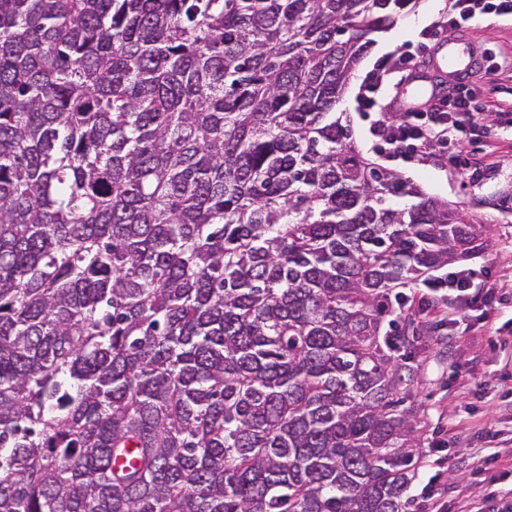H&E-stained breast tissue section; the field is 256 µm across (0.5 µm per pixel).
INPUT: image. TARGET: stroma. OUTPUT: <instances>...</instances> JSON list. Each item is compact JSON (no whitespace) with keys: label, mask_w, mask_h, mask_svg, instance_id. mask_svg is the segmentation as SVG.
Listing matches in <instances>:
<instances>
[{"label":"stroma","mask_w":512,"mask_h":512,"mask_svg":"<svg viewBox=\"0 0 512 512\" xmlns=\"http://www.w3.org/2000/svg\"><path fill=\"white\" fill-rule=\"evenodd\" d=\"M451 0H413L391 28L388 47L372 45L356 68L341 104L353 127L358 148L380 167L420 185L429 196L457 203L467 215L486 224L488 246L470 260L472 268L490 269L500 295L512 302V210L501 209L512 193V15L470 23L462 29L447 28L448 36H465L483 53L480 69L462 81H443L441 95H426L416 105L423 112H444L448 96L459 89L471 92L477 106L501 103L502 111L480 116L461 152L470 169L447 167L416 159L389 156L372 128L396 92V75L387 67L389 57L418 54L423 34L447 20ZM380 77L384 90L371 106L363 105L361 86L370 76ZM495 137H488V130ZM418 367L414 401L420 413L427 464L412 486L419 494L426 476L438 475L450 484L446 512H464L479 494L471 472L479 452L489 448L487 429L497 430L500 445L512 448V323L503 326L496 345L473 331L451 343L435 344L421 331L413 351Z\"/></svg>","instance_id":"obj_1"}]
</instances>
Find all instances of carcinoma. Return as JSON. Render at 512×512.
<instances>
[{
	"label": "carcinoma",
	"mask_w": 512,
	"mask_h": 512,
	"mask_svg": "<svg viewBox=\"0 0 512 512\" xmlns=\"http://www.w3.org/2000/svg\"><path fill=\"white\" fill-rule=\"evenodd\" d=\"M411 2L0 0V512H408L485 235L338 111Z\"/></svg>",
	"instance_id": "cac0c4a2"
}]
</instances>
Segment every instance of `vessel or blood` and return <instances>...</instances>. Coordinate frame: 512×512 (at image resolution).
<instances>
[{
  "instance_id": "obj_1",
  "label": "vessel or blood",
  "mask_w": 512,
  "mask_h": 512,
  "mask_svg": "<svg viewBox=\"0 0 512 512\" xmlns=\"http://www.w3.org/2000/svg\"><path fill=\"white\" fill-rule=\"evenodd\" d=\"M481 61L479 51L467 40L440 42L438 50L421 72L412 74L400 89L403 105L412 104L413 100L424 96L433 87L436 77L449 73L467 76L474 71Z\"/></svg>"
}]
</instances>
